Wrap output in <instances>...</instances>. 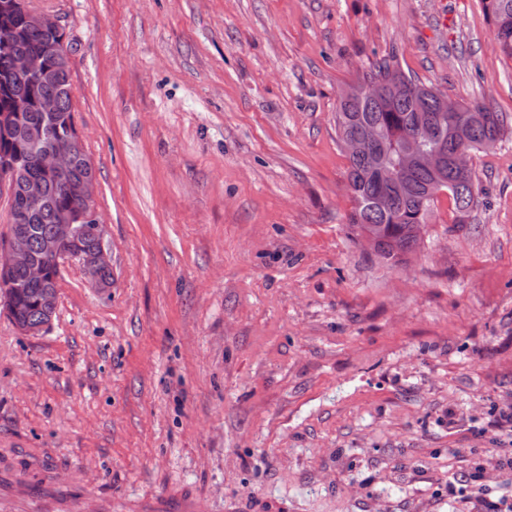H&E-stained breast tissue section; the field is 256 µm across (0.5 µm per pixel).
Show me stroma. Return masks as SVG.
Wrapping results in <instances>:
<instances>
[{
	"label": "stroma",
	"mask_w": 512,
	"mask_h": 512,
	"mask_svg": "<svg viewBox=\"0 0 512 512\" xmlns=\"http://www.w3.org/2000/svg\"><path fill=\"white\" fill-rule=\"evenodd\" d=\"M62 27L112 290L0 308V476L112 512H490L512 502V134L406 266L348 226L335 115L395 56L512 124L479 0H27ZM445 175L451 183L449 188V196L454 203V223L464 224L469 219L471 210L479 203V194L481 192L479 186L476 184L473 171H471L470 182L476 185V193L471 191L470 185L457 183L450 168L445 170Z\"/></svg>",
	"instance_id": "obj_1"
}]
</instances>
